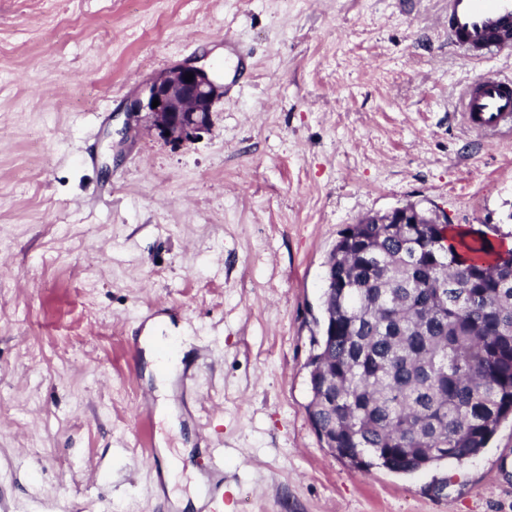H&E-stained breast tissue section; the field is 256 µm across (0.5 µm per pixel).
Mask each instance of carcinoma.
Here are the masks:
<instances>
[{"instance_id": "cac0c4a2", "label": "carcinoma", "mask_w": 512, "mask_h": 512, "mask_svg": "<svg viewBox=\"0 0 512 512\" xmlns=\"http://www.w3.org/2000/svg\"><path fill=\"white\" fill-rule=\"evenodd\" d=\"M336 242L325 300L337 335L310 356L309 417L320 441L356 468L411 473L460 463L512 415V251L433 247L395 224H358Z\"/></svg>"}]
</instances>
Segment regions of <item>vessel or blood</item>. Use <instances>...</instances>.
I'll return each mask as SVG.
<instances>
[{
	"instance_id": "1",
	"label": "vessel or blood",
	"mask_w": 512,
	"mask_h": 512,
	"mask_svg": "<svg viewBox=\"0 0 512 512\" xmlns=\"http://www.w3.org/2000/svg\"><path fill=\"white\" fill-rule=\"evenodd\" d=\"M448 39L469 53L512 49V0H448ZM463 118L478 134L512 130V81L496 75L476 79L462 100ZM211 476L203 490L204 512L224 506V459L206 451Z\"/></svg>"
}]
</instances>
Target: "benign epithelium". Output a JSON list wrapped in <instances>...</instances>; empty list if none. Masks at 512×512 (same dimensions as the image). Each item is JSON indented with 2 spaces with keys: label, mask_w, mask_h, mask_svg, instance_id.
<instances>
[{
  "label": "benign epithelium",
  "mask_w": 512,
  "mask_h": 512,
  "mask_svg": "<svg viewBox=\"0 0 512 512\" xmlns=\"http://www.w3.org/2000/svg\"><path fill=\"white\" fill-rule=\"evenodd\" d=\"M193 74L190 82L187 74ZM224 97V84L204 66L191 62L173 65L146 84L142 93L126 107V123L143 124L165 141L183 144L211 131L212 110ZM159 101L152 107L153 101ZM378 224H445L447 220L431 210L413 204L396 207L376 218Z\"/></svg>",
  "instance_id": "benign-epithelium-1"
}]
</instances>
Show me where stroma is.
<instances>
[{
  "label": "stroma",
  "mask_w": 512,
  "mask_h": 512,
  "mask_svg": "<svg viewBox=\"0 0 512 512\" xmlns=\"http://www.w3.org/2000/svg\"><path fill=\"white\" fill-rule=\"evenodd\" d=\"M228 35L250 75L211 133L125 130L173 64L234 81ZM487 74L512 52L452 48L448 0H0V512H198L161 450L203 481L207 438L224 512H512L511 419L476 457L398 474L333 456L307 410L349 225L418 203L512 248V138L457 111ZM154 323L192 375L167 419Z\"/></svg>",
  "instance_id": "stroma-1"
}]
</instances>
